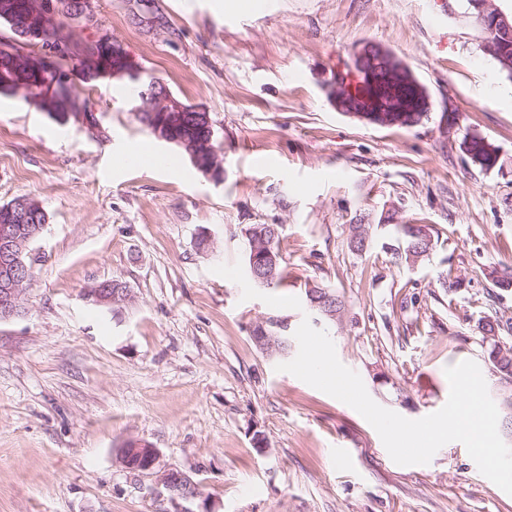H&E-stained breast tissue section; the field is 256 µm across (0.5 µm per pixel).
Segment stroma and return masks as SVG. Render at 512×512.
<instances>
[{
	"instance_id": "35a3bbf8",
	"label": "stroma",
	"mask_w": 512,
	"mask_h": 512,
	"mask_svg": "<svg viewBox=\"0 0 512 512\" xmlns=\"http://www.w3.org/2000/svg\"><path fill=\"white\" fill-rule=\"evenodd\" d=\"M97 11L148 74L209 113L224 178L154 136L123 83H79L96 133L0 95V206L28 196L47 218L26 310L0 321V512H164L155 476L118 461L131 440L196 484L188 512H512L463 444L398 465L357 411L278 371L281 357L251 339L272 316L298 328L306 289L327 285L344 307L318 325L381 406L411 420L438 411L445 367L465 360L498 394L478 324L512 318V290L496 285L512 266V79L465 0H263L224 14L213 0H97ZM367 42L427 88L418 125L332 105L336 74ZM474 134L498 148L495 169L465 155ZM144 145L178 167L118 163ZM252 224L282 228L280 287L247 275ZM354 224L369 227L361 253ZM392 224L432 225L429 256L395 261ZM448 271L458 288L441 287ZM112 279L134 296L116 315L86 295Z\"/></svg>"
}]
</instances>
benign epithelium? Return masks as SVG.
Returning a JSON list of instances; mask_svg holds the SVG:
<instances>
[{
	"mask_svg": "<svg viewBox=\"0 0 512 512\" xmlns=\"http://www.w3.org/2000/svg\"><path fill=\"white\" fill-rule=\"evenodd\" d=\"M480 21L486 27L483 40L484 51L501 58L504 47L512 40V14L508 15L495 0H472ZM25 11L36 14L41 22L25 35V41L16 44L9 53L33 66L37 81L29 87L19 88L15 94L26 100L37 98L48 102L63 90L75 86V78L88 81L100 78L127 80L144 88L136 111H148L153 115L150 131L159 139L186 150L193 166L203 175L218 178L223 173V162L209 144L188 147L184 139L175 135L183 112H197L196 106H188L172 94L159 79L145 76L142 66L136 62L112 36L101 31L93 0H78L76 9L68 18V25L58 33L65 43L74 67L63 69L58 64L55 51L45 44L43 21L59 16L61 0H25L21 3ZM119 58V63L109 65L105 54ZM354 63L360 76L357 84L335 81L330 90V99L336 110L382 127L400 126L417 119V113L430 111L427 89L415 77L409 67L384 46L367 42L355 54ZM70 116L88 131H99L100 122L94 112H72ZM29 211L28 199L17 198L0 208L6 221L0 224V321L19 316L25 310L23 270H28L31 258L30 241L42 230V224H24ZM271 255L253 250L251 271L260 279L269 281L274 275ZM92 302L107 311L116 313L132 302L131 290L112 288V282L99 283L89 289ZM259 335L253 337L260 350L268 355L278 350L280 338L268 333L267 322L256 325ZM159 454L150 444L133 440L126 444L120 454L122 466L134 474L156 476L157 484L170 493L169 501L174 512H186L180 505L183 499L193 497L187 490L191 480L174 468L157 469Z\"/></svg>",
	"mask_w": 512,
	"mask_h": 512,
	"instance_id": "7a95c632",
	"label": "benign epithelium"
}]
</instances>
